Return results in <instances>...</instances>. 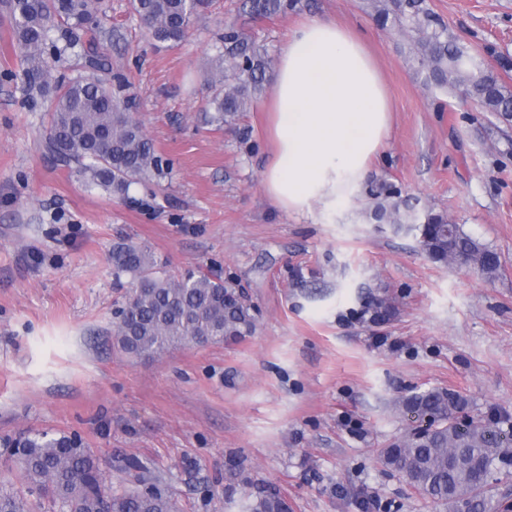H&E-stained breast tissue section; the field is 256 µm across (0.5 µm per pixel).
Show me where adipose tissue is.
<instances>
[{
  "mask_svg": "<svg viewBox=\"0 0 512 512\" xmlns=\"http://www.w3.org/2000/svg\"><path fill=\"white\" fill-rule=\"evenodd\" d=\"M269 200L297 219L335 210L363 184L389 136L391 106L361 34L332 18L300 22L273 73Z\"/></svg>",
  "mask_w": 512,
  "mask_h": 512,
  "instance_id": "ef3b65f1",
  "label": "adipose tissue"
}]
</instances>
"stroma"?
<instances>
[{
    "label": "stroma",
    "instance_id": "stroma-1",
    "mask_svg": "<svg viewBox=\"0 0 512 512\" xmlns=\"http://www.w3.org/2000/svg\"><path fill=\"white\" fill-rule=\"evenodd\" d=\"M0 0V438L78 432L106 483L132 456L166 480L180 512H247L278 487L290 512H447L384 468L380 448L415 420L403 397L461 393L468 416L512 426V121L422 85L411 44L374 24L367 0H302L245 24L278 57L301 21L357 27L392 104L367 175L418 209L447 212L494 249V276L432 262L417 232L367 221L363 192L308 224L263 188L272 153L265 97L209 122L219 36L240 0H213L170 47L130 0H103L100 44L135 97L132 115L172 172L119 196L85 186L43 151L51 95L22 77ZM512 88V0H430ZM148 247L172 274L203 270L243 290L249 336L150 359L120 351L124 290L112 247Z\"/></svg>",
    "mask_w": 512,
    "mask_h": 512
}]
</instances>
